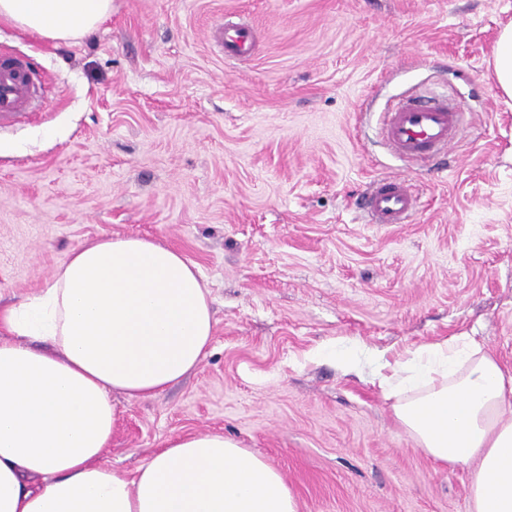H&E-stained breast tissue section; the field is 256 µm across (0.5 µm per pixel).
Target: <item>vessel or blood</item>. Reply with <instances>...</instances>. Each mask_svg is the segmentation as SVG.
Returning a JSON list of instances; mask_svg holds the SVG:
<instances>
[{
	"mask_svg": "<svg viewBox=\"0 0 512 512\" xmlns=\"http://www.w3.org/2000/svg\"><path fill=\"white\" fill-rule=\"evenodd\" d=\"M250 37L248 27H233L224 38L225 56H243ZM37 81L38 75L28 59L0 55V126L27 118ZM460 118V113L444 100L412 98L386 114L383 135L401 157H431L445 153L454 144ZM360 208L370 223L407 224L419 209L418 192L405 178H379L364 193Z\"/></svg>",
	"mask_w": 512,
	"mask_h": 512,
	"instance_id": "vessel-or-blood-1",
	"label": "vessel or blood"
}]
</instances>
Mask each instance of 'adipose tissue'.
Wrapping results in <instances>:
<instances>
[{"instance_id": "ef3b65f1", "label": "adipose tissue", "mask_w": 512, "mask_h": 512, "mask_svg": "<svg viewBox=\"0 0 512 512\" xmlns=\"http://www.w3.org/2000/svg\"><path fill=\"white\" fill-rule=\"evenodd\" d=\"M112 0H0V20L69 42ZM198 268L138 236L73 249L46 288L0 306V512H299L280 473L218 433L169 440L135 476L102 457L113 392L156 396L205 357ZM399 429L442 467H474L472 512H512V371L476 339L424 344L380 376Z\"/></svg>"}]
</instances>
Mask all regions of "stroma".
Wrapping results in <instances>:
<instances>
[{"instance_id": "35a3bbf8", "label": "stroma", "mask_w": 512, "mask_h": 512, "mask_svg": "<svg viewBox=\"0 0 512 512\" xmlns=\"http://www.w3.org/2000/svg\"><path fill=\"white\" fill-rule=\"evenodd\" d=\"M228 20L250 54L225 57ZM510 24L512 0H112L71 42L0 21L47 102L0 128V304L109 235L178 250L213 299L188 377L114 395L104 461L132 475L168 439L221 433L300 512H469L472 470L402 433L376 373L454 336L512 370V99L491 66ZM429 91L469 122L447 156L401 160L380 115ZM389 175L421 207L365 223Z\"/></svg>"}]
</instances>
